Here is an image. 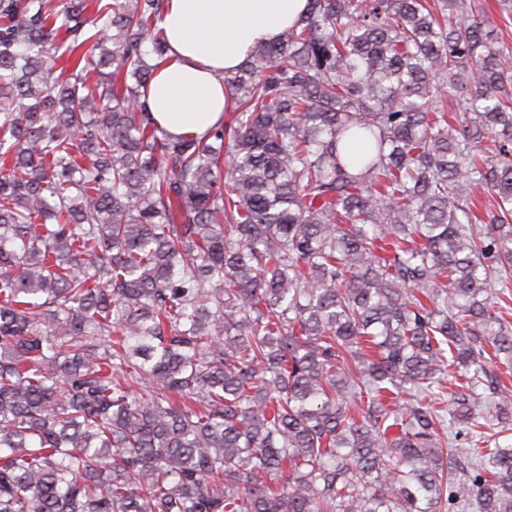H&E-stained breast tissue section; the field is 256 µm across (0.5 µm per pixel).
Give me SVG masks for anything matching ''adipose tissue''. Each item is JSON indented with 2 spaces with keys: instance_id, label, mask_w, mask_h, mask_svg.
Instances as JSON below:
<instances>
[{
  "instance_id": "ef3b65f1",
  "label": "adipose tissue",
  "mask_w": 512,
  "mask_h": 512,
  "mask_svg": "<svg viewBox=\"0 0 512 512\" xmlns=\"http://www.w3.org/2000/svg\"><path fill=\"white\" fill-rule=\"evenodd\" d=\"M308 0H163L169 53L142 104L173 136L205 138L229 105L225 75L247 59L252 45L276 39L301 19Z\"/></svg>"
}]
</instances>
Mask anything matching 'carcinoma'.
I'll return each instance as SVG.
<instances>
[{
	"instance_id": "cac0c4a2",
	"label": "carcinoma",
	"mask_w": 512,
	"mask_h": 512,
	"mask_svg": "<svg viewBox=\"0 0 512 512\" xmlns=\"http://www.w3.org/2000/svg\"><path fill=\"white\" fill-rule=\"evenodd\" d=\"M160 22L0 0V512H512V46L309 0L196 139Z\"/></svg>"
}]
</instances>
